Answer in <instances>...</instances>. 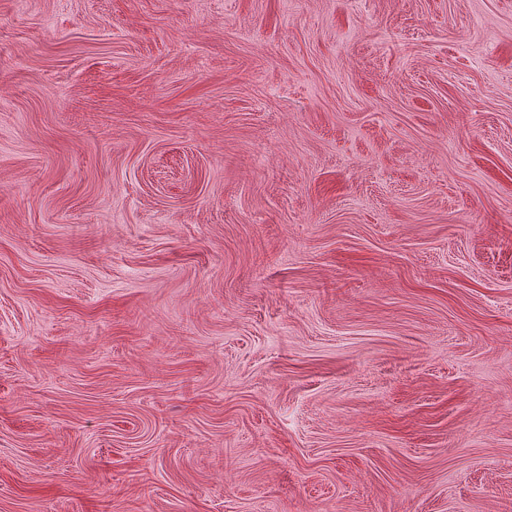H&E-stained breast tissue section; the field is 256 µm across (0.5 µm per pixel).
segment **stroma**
<instances>
[{"mask_svg": "<svg viewBox=\"0 0 512 512\" xmlns=\"http://www.w3.org/2000/svg\"><path fill=\"white\" fill-rule=\"evenodd\" d=\"M0 512H512V0H0Z\"/></svg>", "mask_w": 512, "mask_h": 512, "instance_id": "35a3bbf8", "label": "stroma"}]
</instances>
